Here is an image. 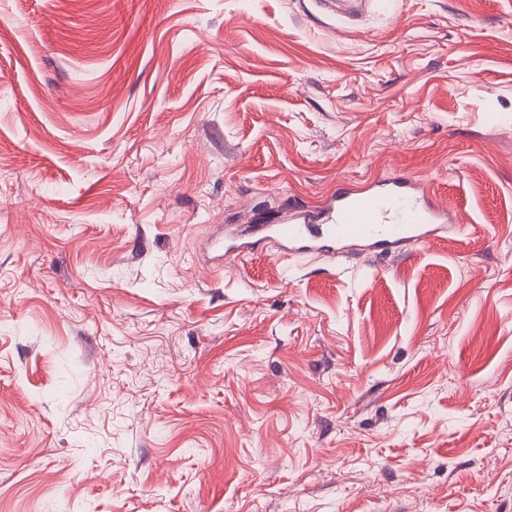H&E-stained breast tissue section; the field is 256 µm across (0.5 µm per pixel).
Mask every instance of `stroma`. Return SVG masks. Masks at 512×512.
Instances as JSON below:
<instances>
[{"label":"stroma","instance_id":"1","mask_svg":"<svg viewBox=\"0 0 512 512\" xmlns=\"http://www.w3.org/2000/svg\"><path fill=\"white\" fill-rule=\"evenodd\" d=\"M0 512H512V0H0ZM406 177L464 230L216 263ZM228 240L231 242V244L225 249H224V242H223V246H222V250L223 252H221V241L220 239L219 240H216L215 241V250L216 252H218L219 254L216 256L217 259L219 260H222L229 256H244V255H247V254H250L252 252H254V244L257 242V241H252V240H248V239H244V238H239V237H234V236H229L228 237Z\"/></svg>","mask_w":512,"mask_h":512}]
</instances>
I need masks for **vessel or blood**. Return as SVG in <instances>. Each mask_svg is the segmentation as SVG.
<instances>
[{
  "instance_id": "vessel-or-blood-1",
  "label": "vessel or blood",
  "mask_w": 512,
  "mask_h": 512,
  "mask_svg": "<svg viewBox=\"0 0 512 512\" xmlns=\"http://www.w3.org/2000/svg\"><path fill=\"white\" fill-rule=\"evenodd\" d=\"M448 221L447 208L418 182L379 179L369 190L340 191L322 205L286 213L258 231L283 260L344 253L370 257L428 242L447 232Z\"/></svg>"
}]
</instances>
